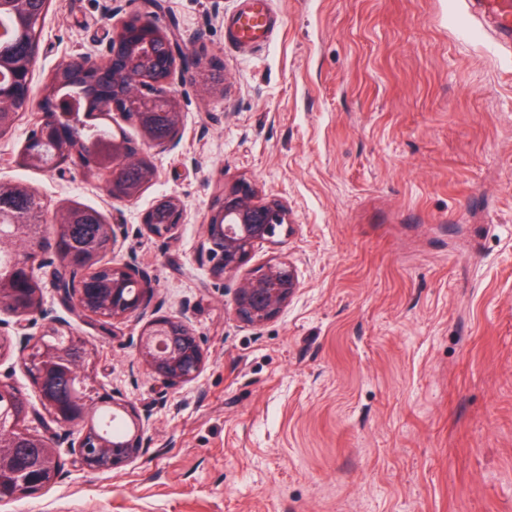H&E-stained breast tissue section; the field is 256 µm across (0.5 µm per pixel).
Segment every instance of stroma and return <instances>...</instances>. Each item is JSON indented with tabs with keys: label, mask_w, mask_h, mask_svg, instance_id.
<instances>
[{
	"label": "stroma",
	"mask_w": 512,
	"mask_h": 512,
	"mask_svg": "<svg viewBox=\"0 0 512 512\" xmlns=\"http://www.w3.org/2000/svg\"><path fill=\"white\" fill-rule=\"evenodd\" d=\"M160 2L198 67L180 143L146 150L138 200L111 202L81 167L19 164L31 110L0 137V182L101 212L105 261L148 274L146 318L187 320L205 365L165 387L131 344L145 318L105 329L65 308L44 255L30 333L93 345L98 392L149 421L132 462L90 472L61 448V479L0 512H512V52L469 0H268L279 23L251 48L229 28L245 0ZM150 11L51 0L33 95L102 54L112 18ZM239 179L292 218L244 266L285 259L301 282L260 327L234 317L208 256L207 219ZM164 195L185 221L160 239L142 217Z\"/></svg>",
	"instance_id": "1"
}]
</instances>
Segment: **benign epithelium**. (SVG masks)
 I'll return each instance as SVG.
<instances>
[{
	"mask_svg": "<svg viewBox=\"0 0 512 512\" xmlns=\"http://www.w3.org/2000/svg\"><path fill=\"white\" fill-rule=\"evenodd\" d=\"M197 63L195 57L179 49L174 32L164 29L156 19L130 18L112 35L106 51L97 60L70 61L53 71L41 97L31 96V77L34 60L20 59L9 64L11 94L0 92V112L23 113L35 106L38 114L36 128L27 138L21 162L48 171L63 165L81 166L102 180L110 200L132 203L145 186L156 178V170L133 149L122 132L112 134V144L103 157L86 154L79 134L81 125L67 121L65 100L58 94L61 87L74 84L91 95L101 98L103 109L132 115L146 145L172 150L177 146L183 126L178 93L172 77L175 70L181 76ZM164 113L171 135L164 141L153 138L151 131L156 113ZM156 205L165 207L168 220L153 221L155 208L143 215V223L156 236L172 234L184 223L181 201L175 196H163ZM69 208L57 212L53 237L45 236L36 243L33 256L19 263L12 275L0 279V307L17 317L18 331L0 336V357L10 348L18 352L24 370L31 377L40 396V405L51 422L63 433L32 435L24 432L20 421L36 410L9 382L0 380V498L9 500L29 495L57 482L64 472V462L58 451L66 442L77 449L81 464L91 472L114 469L134 460L143 448L148 417L137 412L124 400L112 399V410L126 417L128 434L119 444L122 451L112 450L107 463L101 455L107 444L91 427L96 401L93 385L95 353L70 360L64 348L42 336L22 332V321H32L43 313L42 289L36 270L40 258L52 251L58 267L53 272V287L61 303L79 312L86 319L101 325L115 324L141 314L150 303L152 284L146 274L133 262H111L107 265L112 277V313L93 309L92 289L63 287L61 278L77 270L88 279L101 268L102 251L91 247L76 256L60 244L59 233L70 220ZM291 227L288 207L278 198H259L254 185L237 180L224 187L219 206L206 224L209 254L215 260L212 272L216 276L235 277L233 312L236 319L253 326L262 325L276 317L288 306L301 283L293 264L288 261L270 262L241 277L237 273L247 262L254 248L272 243L283 227ZM25 238L24 226L0 230V249L13 250ZM141 364L170 388L195 380L205 364V355L198 337L184 319L158 317L148 320L133 342ZM27 439L42 449V467L47 479L29 489H17L11 483L12 449L18 441Z\"/></svg>",
	"mask_w": 512,
	"mask_h": 512,
	"instance_id": "1",
	"label": "benign epithelium"
}]
</instances>
